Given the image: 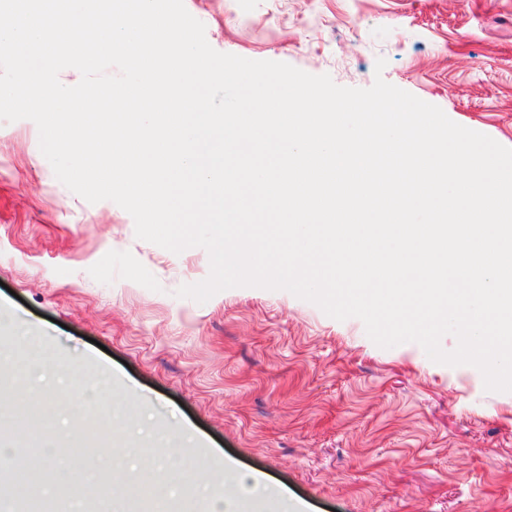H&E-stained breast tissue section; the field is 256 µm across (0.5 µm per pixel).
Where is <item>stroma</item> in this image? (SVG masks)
<instances>
[{
    "label": "stroma",
    "mask_w": 512,
    "mask_h": 512,
    "mask_svg": "<svg viewBox=\"0 0 512 512\" xmlns=\"http://www.w3.org/2000/svg\"><path fill=\"white\" fill-rule=\"evenodd\" d=\"M217 51L367 88L375 76L512 148V0H184ZM383 72H376L378 58ZM210 272L135 235L111 201L55 176L34 122L0 121V457L36 419L28 460L83 512L63 473L100 471L101 512H211L242 475L307 512H512V392L478 369L390 349L289 292L176 297ZM34 334L44 369H27Z\"/></svg>",
    "instance_id": "1"
}]
</instances>
